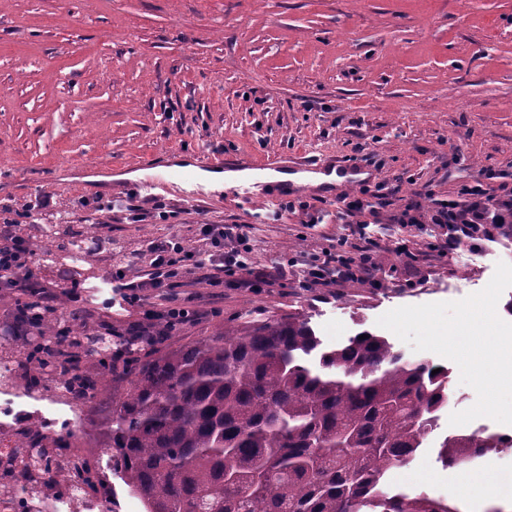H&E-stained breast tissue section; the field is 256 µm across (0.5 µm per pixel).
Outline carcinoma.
I'll return each instance as SVG.
<instances>
[{"label": "carcinoma", "instance_id": "carcinoma-1", "mask_svg": "<svg viewBox=\"0 0 512 512\" xmlns=\"http://www.w3.org/2000/svg\"><path fill=\"white\" fill-rule=\"evenodd\" d=\"M77 230L58 229L55 249L39 260L71 277L102 243L82 246ZM24 334L0 344V369L32 392L59 391L76 404L101 406L99 447L110 455L146 512H459L426 493L395 490L452 393L450 372L405 357L384 336L364 330L339 346L321 340L300 313L250 314L179 347L101 324L84 312L62 315L30 293L15 301ZM16 435L39 452L21 458L20 477L35 472L54 489L96 492L105 480L72 447L24 421ZM498 433L447 436L439 458L448 468L501 452Z\"/></svg>", "mask_w": 512, "mask_h": 512}]
</instances>
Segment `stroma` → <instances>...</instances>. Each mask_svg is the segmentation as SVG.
<instances>
[{"label": "stroma", "mask_w": 512, "mask_h": 512, "mask_svg": "<svg viewBox=\"0 0 512 512\" xmlns=\"http://www.w3.org/2000/svg\"><path fill=\"white\" fill-rule=\"evenodd\" d=\"M222 151H212L213 143ZM341 161L368 154L378 162L368 188L387 196L376 233L378 284H351L321 297L296 277L270 288H182L199 319L168 336L179 346L252 313L308 315L333 346L368 330L397 307L456 301L479 292L498 262L512 263V236L406 264L390 246L403 234L390 217L430 190L456 197L486 170L512 185V0H0V207L23 214L49 194L68 211L81 199L104 205L127 195L120 172L158 160L220 168L280 156ZM154 196L181 211L172 225L112 221V251L122 255L170 231L196 235L203 223L245 222L258 266L296 261L340 246L336 222L310 225L275 197L242 199L237 189L188 200L171 188ZM111 258L99 257L80 280L84 310L127 328L144 308L161 310L168 291L130 304L113 282ZM219 313H209L210 297ZM407 358L448 367L454 391L406 470L393 478L459 512H489L499 499L488 481L512 456L490 453L473 467L444 468L439 446L457 434L451 413L477 395L458 366L403 341ZM20 415L77 430L84 454L98 457L112 484V512H145L107 454L95 446L88 410L48 396H25Z\"/></svg>", "instance_id": "1"}]
</instances>
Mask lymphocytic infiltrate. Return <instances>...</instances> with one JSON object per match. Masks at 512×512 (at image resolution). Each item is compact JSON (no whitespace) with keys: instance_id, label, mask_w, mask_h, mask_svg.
<instances>
[{"instance_id":"1","label":"lymphocytic infiltrate","mask_w":512,"mask_h":512,"mask_svg":"<svg viewBox=\"0 0 512 512\" xmlns=\"http://www.w3.org/2000/svg\"><path fill=\"white\" fill-rule=\"evenodd\" d=\"M339 201L337 218L350 225L351 235L360 245L353 253L324 250L310 255L303 264L300 287L328 293L376 276L379 245L370 240L363 217L376 214L383 203L373 200L365 188L353 195L342 194ZM392 221L408 231L396 242L397 255L410 262L419 261L422 253L415 246L416 240L423 225L433 224L441 231L436 251L444 257L475 242L512 234V189L499 193L478 178L457 198L432 199L426 210L417 203L407 204L393 215ZM145 251L147 267L138 276H130L127 264L120 262L112 267L113 281L134 304L143 302L150 288L173 291L200 282L212 288L228 282L263 288L288 277L286 268L262 269L256 265L244 227L236 223L199 225L191 244L176 235L154 238ZM35 264L36 254L29 241L9 235L0 237V279L6 280L8 287L23 293L35 288Z\"/></svg>"}]
</instances>
